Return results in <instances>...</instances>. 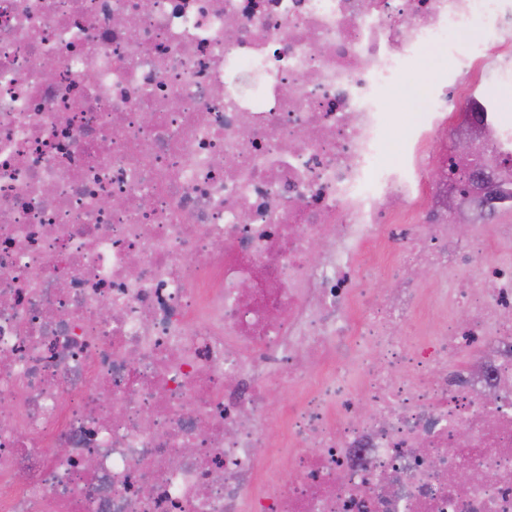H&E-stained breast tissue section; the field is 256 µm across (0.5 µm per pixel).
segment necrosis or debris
<instances>
[{
    "label": "necrosis or debris",
    "instance_id": "1",
    "mask_svg": "<svg viewBox=\"0 0 512 512\" xmlns=\"http://www.w3.org/2000/svg\"><path fill=\"white\" fill-rule=\"evenodd\" d=\"M474 29L512 0H0V512H512V125L468 96L458 188L412 71L512 75ZM451 56L447 46L431 48L425 51L420 60L414 65L415 77L423 90L430 89L431 80L443 73L449 74L451 69Z\"/></svg>",
    "mask_w": 512,
    "mask_h": 512
}]
</instances>
